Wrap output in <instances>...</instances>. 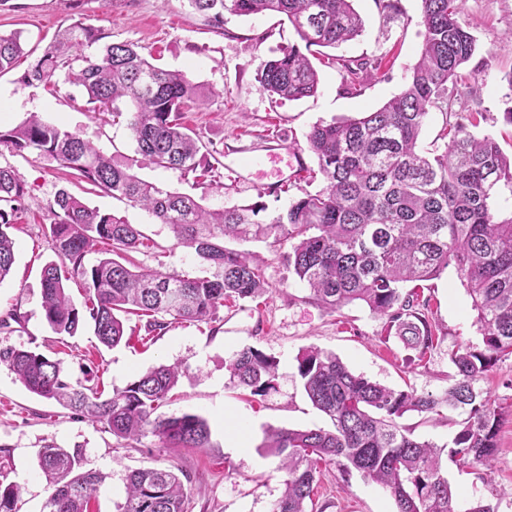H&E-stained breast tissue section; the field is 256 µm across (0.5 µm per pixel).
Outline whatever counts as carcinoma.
Instances as JSON below:
<instances>
[{"label": "carcinoma", "instance_id": "obj_1", "mask_svg": "<svg viewBox=\"0 0 512 512\" xmlns=\"http://www.w3.org/2000/svg\"><path fill=\"white\" fill-rule=\"evenodd\" d=\"M216 25L227 15L278 14L287 18L299 42L264 60L260 90L280 101L316 93L318 70L307 52L335 48L360 35L363 21L352 0H186ZM462 0H421L423 43L402 92L359 118L317 123L307 135L325 187L305 193L283 212L263 204L210 210L193 197L147 182L135 159L109 156L79 133L43 121L32 112L1 131L0 144L35 149L118 199L151 213L167 225L177 243L194 249L208 266L203 276L135 270L130 254L147 247L133 224L92 208L67 189L56 191L49 211V242L60 259L41 271L42 309L58 336H73L89 319L101 344L115 347L125 337V316L147 318V331L171 321L207 322L227 302L269 292L264 265L225 240L288 242V267L307 283L312 299L336 312L359 302L386 319L387 332L424 357L437 338L419 283L454 266L471 299L482 346L452 353L454 382L441 396L395 390L351 371L333 354L302 352L298 374L303 389L333 429H269L263 448L281 458L288 478L273 512H322L314 490L320 465L354 469L387 489L397 512H499L482 498L456 499L441 469V456L487 466L495 455L498 406L476 387L501 358L512 356V211L496 207L512 195V157L496 140L475 137L455 109L448 86L474 56L476 39L458 21ZM106 34L78 20L42 46L23 74L27 85L64 71L93 110L126 117L136 154L156 168L197 179L207 172L196 133L183 112L205 94L180 70L163 69L132 43H107ZM24 54L21 34H0V72ZM130 102L122 111L119 101ZM446 116L444 152L430 157L418 146L430 113ZM29 193L11 167L0 166V282L15 262L8 229ZM102 257L87 266L85 256ZM78 279L88 296L85 311L73 303L67 282ZM0 364L31 393L100 423L112 435L138 442L152 435L162 448H208L203 418L157 414L178 381V367L160 364L104 397L99 383L71 382L62 362L31 348H0ZM230 379L251 395L274 388L277 360L248 346L226 363ZM462 410L465 418L451 442L438 446L412 437L397 422L407 412L440 414ZM82 454L54 444L38 452V466L52 488L42 512H94L105 476L83 472ZM21 487L0 482V512H17ZM184 484L174 467L133 470L118 512H187Z\"/></svg>", "mask_w": 512, "mask_h": 512}]
</instances>
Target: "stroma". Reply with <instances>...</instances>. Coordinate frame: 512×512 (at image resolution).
<instances>
[{
    "instance_id": "obj_1",
    "label": "stroma",
    "mask_w": 512,
    "mask_h": 512,
    "mask_svg": "<svg viewBox=\"0 0 512 512\" xmlns=\"http://www.w3.org/2000/svg\"><path fill=\"white\" fill-rule=\"evenodd\" d=\"M353 6L364 21L362 33L333 49L336 63H317L320 83L314 96L282 103L273 102L256 82L260 62L298 40L288 21L274 15L230 16L216 27L185 0H7L0 6V33H21L32 46L79 19L108 33L112 42L141 46L162 68L184 71L210 94L203 105L185 112L184 122L196 132L204 152L215 153L218 162L197 182L146 163L139 166V175L189 194L209 208L258 202L274 211L325 186L323 178L308 182L290 174L297 154L305 168L316 166L306 140L311 127L379 108L404 89L420 55L421 0H397L393 12L384 11L381 0H354ZM459 21L475 36L477 51L461 70L456 107L465 116L476 113L475 134L493 136L503 153L512 155V124L504 118L512 106V86L507 83L512 74V0H464ZM376 61L381 70L365 77L360 90H352L344 64ZM31 62V57H22L0 73V102L8 106L0 116L1 129L36 112L50 124L80 133L105 153L134 157L125 122L104 121L79 88L64 84L63 74L23 84L20 77ZM0 166L15 169L30 189L11 231L16 261L0 283V319L14 309L24 322L0 328V348L22 346L62 360L72 379L95 377L108 393L124 388L150 367L178 366L179 379L162 414L198 415L211 431L207 448H162L152 436L130 446L102 425L30 393L0 365V476L22 485L19 512H41L51 492L37 462L39 449L49 443L82 449L84 470L105 475L97 495L98 512H117L130 471L161 465L184 472L188 512H272L286 473L279 459L262 447L266 431L331 426L301 385L297 358L305 348L335 354L354 373L388 387L439 396L452 382L450 355L482 343L471 300L455 268L429 281L423 291L438 343L422 358L389 335L384 318L364 304L331 313L314 303L309 288L283 259L288 245L268 241L246 245L265 265L268 293L221 308L215 321L173 324L149 337L144 319L133 316L126 330L134 341L111 349L99 343L88 325L76 336L59 337L44 320L40 277L42 266L55 258L47 227L52 220L49 204L58 189H68L89 206L136 225L149 240L148 248L135 255L142 269L194 276L203 274L206 264L177 245L171 230L148 212L91 190L70 169L39 151L18 152L0 145ZM275 180L281 183L280 191L267 193L266 184ZM246 346L278 361L275 387L266 395L250 396L230 381L226 363ZM479 386L505 413L490 466L443 460V472L461 499L490 497L495 487L512 492V356L497 362ZM461 418L457 410L448 411L443 420L409 412L400 423L413 437L441 446L452 438ZM233 420L248 439L246 451L228 445ZM316 500L324 512H396L393 498L381 486L333 463L322 468Z\"/></svg>"
}]
</instances>
